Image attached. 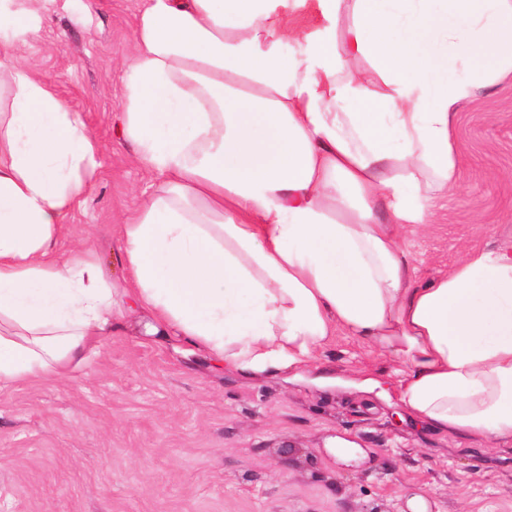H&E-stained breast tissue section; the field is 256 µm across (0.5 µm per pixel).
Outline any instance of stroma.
Wrapping results in <instances>:
<instances>
[{
	"label": "stroma",
	"instance_id": "obj_1",
	"mask_svg": "<svg viewBox=\"0 0 512 512\" xmlns=\"http://www.w3.org/2000/svg\"><path fill=\"white\" fill-rule=\"evenodd\" d=\"M142 4L53 0L19 51L99 144L57 252L91 248L119 288V226L157 185L116 119ZM454 131L461 194L404 235L421 283L465 247L512 240V75L463 103ZM147 320L123 303L111 335L63 377L0 388V512H408L414 494L430 512H512V444L412 421L392 357L340 334L316 366L252 378L151 341ZM368 376L377 388L361 387ZM336 438L359 458L338 461Z\"/></svg>",
	"mask_w": 512,
	"mask_h": 512
}]
</instances>
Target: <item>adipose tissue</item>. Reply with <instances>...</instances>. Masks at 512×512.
I'll return each instance as SVG.
<instances>
[{"label":"adipose tissue","mask_w":512,"mask_h":512,"mask_svg":"<svg viewBox=\"0 0 512 512\" xmlns=\"http://www.w3.org/2000/svg\"><path fill=\"white\" fill-rule=\"evenodd\" d=\"M510 74L512 0H145L120 125L161 183L120 242L153 337L268 376L341 331L415 420L512 442V246L422 284L401 247L461 192L458 108ZM0 86L2 387L82 361L117 290L56 252L97 142L9 40Z\"/></svg>","instance_id":"obj_1"}]
</instances>
